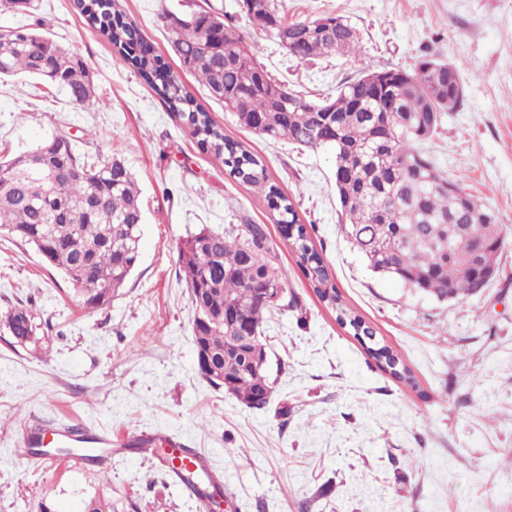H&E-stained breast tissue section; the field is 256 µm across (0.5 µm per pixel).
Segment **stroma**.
<instances>
[{
	"instance_id": "stroma-1",
	"label": "stroma",
	"mask_w": 512,
	"mask_h": 512,
	"mask_svg": "<svg viewBox=\"0 0 512 512\" xmlns=\"http://www.w3.org/2000/svg\"><path fill=\"white\" fill-rule=\"evenodd\" d=\"M37 3L49 32L86 62L96 97L75 106L45 83L1 80L0 151L70 128L131 169L144 224L138 266L98 309L30 246L0 235V316L23 304L41 326L26 349L0 325V512H81L94 497L117 512H202L155 457L130 450L143 435L206 453L232 512H512V0H277L285 20L341 15L356 28L357 57L309 62L237 14L236 0H119L225 136L263 160L343 300L398 352L411 386L337 322L264 198L198 147L73 0ZM205 4L233 14L269 75L312 101L366 66L410 70L431 51L459 65L463 101L425 146L503 226L499 273L481 295L440 301L367 266L340 220L334 152L255 134L183 68L161 16ZM244 218L267 225L300 303L264 329L274 392L261 410L201 378L178 261L188 235ZM37 421L110 432L116 452L102 467L23 454Z\"/></svg>"
}]
</instances>
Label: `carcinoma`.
<instances>
[{"label": "carcinoma", "mask_w": 512, "mask_h": 512, "mask_svg": "<svg viewBox=\"0 0 512 512\" xmlns=\"http://www.w3.org/2000/svg\"><path fill=\"white\" fill-rule=\"evenodd\" d=\"M76 7L125 60L131 62L169 111L178 115L198 144L220 159L229 176L266 199L273 223L293 231L298 266L316 293L336 311V320L350 328L369 357L391 377L414 383L410 368L350 308L332 284L322 255L305 225L298 223L292 200L272 183L260 158L223 129L166 68L146 44L140 28L126 19L117 0H76ZM258 29L280 38L283 25L314 27L322 18L285 23L275 0L245 13ZM163 19L169 40L210 97L235 111L239 123L258 135L287 138L317 150L335 153L336 167L352 168V180L336 185L341 221L368 267L446 301L463 300L484 291L466 269L474 247L505 238L496 212L443 176L420 144L431 138L441 113L463 98L460 68L437 58L421 57L414 69L390 68L381 88L366 82L377 73L368 68L344 81L336 96L310 102L281 87L273 100L264 90L272 83L257 62L258 44L235 32L233 17L212 10L167 12ZM330 36H313L295 44L296 58L310 61L357 53L358 34L340 16ZM37 17L20 27L19 40L0 43V78L41 77L37 61L50 51L61 75L57 87L75 105L95 96L81 57L44 32ZM219 28L223 52L207 51V39ZM334 112L341 142L324 139L317 110ZM144 221L141 191L122 159H108L80 147L70 132L57 128L33 146L0 155V232L32 246L44 262L80 290L84 304L100 308L125 286L140 258ZM183 279L194 309L192 330L198 371L221 388L232 382V395L247 405L263 388L273 390L267 368L255 370L246 356L229 353L224 303L230 302L263 341L264 323L277 308L264 303L259 288L288 293V272L270 245L264 224H230L224 231L206 228L187 237L179 249ZM13 344L25 348L39 341L40 324L30 308L19 304L0 318Z\"/></svg>", "instance_id": "cac0c4a2"}]
</instances>
